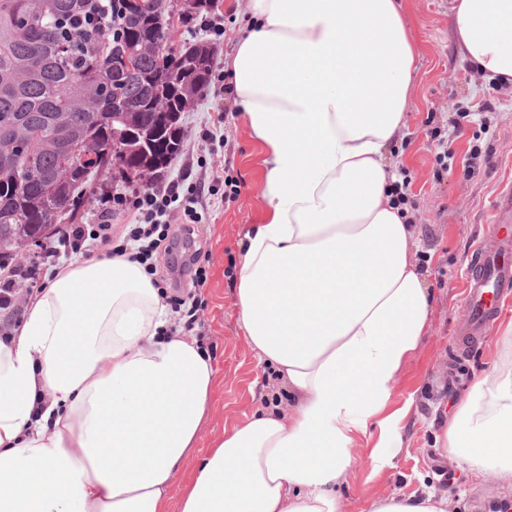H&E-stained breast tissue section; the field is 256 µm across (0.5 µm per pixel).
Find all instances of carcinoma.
<instances>
[{
    "instance_id": "carcinoma-1",
    "label": "carcinoma",
    "mask_w": 512,
    "mask_h": 512,
    "mask_svg": "<svg viewBox=\"0 0 512 512\" xmlns=\"http://www.w3.org/2000/svg\"><path fill=\"white\" fill-rule=\"evenodd\" d=\"M172 0H0V258L80 224L100 177L170 166L214 49H161ZM123 152L112 154V141Z\"/></svg>"
}]
</instances>
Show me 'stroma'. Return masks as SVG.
I'll list each match as a JSON object with an SVG mask.
<instances>
[{"instance_id": "obj_1", "label": "stroma", "mask_w": 512, "mask_h": 512, "mask_svg": "<svg viewBox=\"0 0 512 512\" xmlns=\"http://www.w3.org/2000/svg\"><path fill=\"white\" fill-rule=\"evenodd\" d=\"M404 8L420 67L406 125L387 162L402 185L416 240L413 258L433 300L427 334L394 388L393 406L406 412L399 424L402 446L376 463L370 452L379 429L359 437L350 451L349 481L340 491L342 512H368L375 497L429 489L449 494L448 512H477V504L493 497L512 501V487L475 476L460 462L454 478L441 475L435 437L476 379L495 363L512 360V346L500 340L505 321H498L482 344L466 349L456 336L468 256L486 241L491 202L502 183L512 180V88L484 80L463 58L450 0H405ZM251 18V0H216L196 26L194 39L215 49L214 72L223 71L239 30ZM224 87V82L212 83L183 114V148L163 175L167 181L184 176L217 189L202 200L201 223L193 225L190 238L178 239L173 252L174 277L197 303L195 333L215 368L198 443L202 449L259 407L250 391L254 380L264 381L270 398H283L269 368L247 344L237 317L235 268L243 235L262 218L263 147ZM228 178L240 184L241 193L224 203L218 192ZM198 248L208 253L209 262L207 281L196 289L183 261Z\"/></svg>"}]
</instances>
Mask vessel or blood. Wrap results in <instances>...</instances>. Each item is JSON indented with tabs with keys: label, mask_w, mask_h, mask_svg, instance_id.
<instances>
[{
	"label": "vessel or blood",
	"mask_w": 512,
	"mask_h": 512,
	"mask_svg": "<svg viewBox=\"0 0 512 512\" xmlns=\"http://www.w3.org/2000/svg\"><path fill=\"white\" fill-rule=\"evenodd\" d=\"M492 249L476 247L464 274L461 343L484 339L495 321L512 307V184L491 209Z\"/></svg>",
	"instance_id": "vessel-or-blood-1"
}]
</instances>
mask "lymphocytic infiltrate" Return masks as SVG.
Listing matches in <instances>:
<instances>
[{
	"label": "lymphocytic infiltrate",
	"instance_id": "f902f5d3",
	"mask_svg": "<svg viewBox=\"0 0 512 512\" xmlns=\"http://www.w3.org/2000/svg\"><path fill=\"white\" fill-rule=\"evenodd\" d=\"M204 194L205 184L201 181L189 185L177 180L165 185L151 183L136 192L133 198L122 194L115 196L116 204H132L137 212L136 224L126 231L121 242H114L112 238V212L106 209L100 212L95 223L59 228L41 263L23 266L7 258L0 260V310L6 314L0 335L9 336L11 325L21 319L23 307L17 302L20 288L40 272L56 266L63 257L77 253L88 256L101 248L111 255L126 253L143 266L154 286H161L154 255L167 240L172 224L200 223L202 214L196 205Z\"/></svg>",
	"mask_w": 512,
	"mask_h": 512
}]
</instances>
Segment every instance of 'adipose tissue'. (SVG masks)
Masks as SVG:
<instances>
[{"label":"adipose tissue","instance_id":"ef3b65f1","mask_svg":"<svg viewBox=\"0 0 512 512\" xmlns=\"http://www.w3.org/2000/svg\"><path fill=\"white\" fill-rule=\"evenodd\" d=\"M253 2L228 72L266 150L264 211L244 234L236 306L290 404L198 450L203 344L171 329L138 262L71 261L0 340V512H340L357 436L401 445L388 407L431 306L385 158L419 62L402 0ZM454 27L483 79L512 85V0H459ZM441 445L512 484L511 364L474 383ZM369 512H448V497L381 496Z\"/></svg>","mask_w":512,"mask_h":512}]
</instances>
